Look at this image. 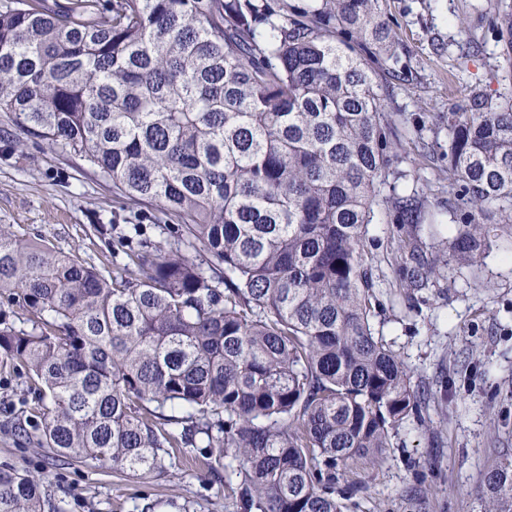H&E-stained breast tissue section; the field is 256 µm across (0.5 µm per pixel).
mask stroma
Instances as JSON below:
<instances>
[{"instance_id": "35a3bbf8", "label": "stroma", "mask_w": 512, "mask_h": 512, "mask_svg": "<svg viewBox=\"0 0 512 512\" xmlns=\"http://www.w3.org/2000/svg\"><path fill=\"white\" fill-rule=\"evenodd\" d=\"M383 9L397 57L384 103L399 144L387 151L382 195H418L427 221L401 228L381 211L366 250L375 327L408 367L420 408L379 459L352 463L347 479L364 488L360 512H484L485 474L512 457V222L484 211L480 221L498 230L492 247L475 265L449 263L419 291L405 288L400 262L408 237L431 259L472 217L460 185L448 181V115L476 91L512 95V45L501 36L512 0H383ZM463 28L478 52L458 47ZM16 134L0 113V225L77 253L107 276L128 262L132 225L160 249L173 242L160 211L119 197L82 161L41 140L16 146ZM34 398L24 374L0 368V468L45 476L63 512H235L190 447L172 449L167 473L145 478L50 458L15 431L39 427Z\"/></svg>"}]
</instances>
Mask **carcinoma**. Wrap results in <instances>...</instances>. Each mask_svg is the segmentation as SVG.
Masks as SVG:
<instances>
[{
	"label": "carcinoma",
	"instance_id": "cac0c4a2",
	"mask_svg": "<svg viewBox=\"0 0 512 512\" xmlns=\"http://www.w3.org/2000/svg\"><path fill=\"white\" fill-rule=\"evenodd\" d=\"M394 39L381 0H0V112L18 139L85 161L117 194L181 224L104 276L0 227V367L38 388L53 456L145 477L203 449L236 512H347L418 408L410 371L375 335L364 249L392 129ZM462 204L512 212V102L475 94L448 115ZM421 224L415 196L392 199ZM496 227L451 243L469 263ZM203 253L200 264L181 245ZM441 260L404 246L407 288ZM512 512V460L486 473ZM53 508L40 477L0 470V512Z\"/></svg>",
	"mask_w": 512,
	"mask_h": 512
}]
</instances>
